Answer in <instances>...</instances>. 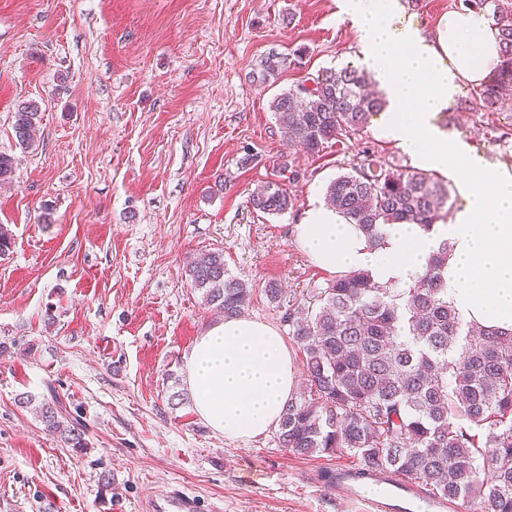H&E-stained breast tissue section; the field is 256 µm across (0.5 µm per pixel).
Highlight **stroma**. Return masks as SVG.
I'll return each instance as SVG.
<instances>
[{
  "label": "stroma",
  "mask_w": 512,
  "mask_h": 512,
  "mask_svg": "<svg viewBox=\"0 0 512 512\" xmlns=\"http://www.w3.org/2000/svg\"><path fill=\"white\" fill-rule=\"evenodd\" d=\"M340 0H0V512H141L149 493L181 490L201 512H361L324 468L350 456H297L274 432L235 439L196 413L184 355L220 318L185 276L220 249L252 283L250 317L280 335L289 300L329 273L298 248L309 209L374 148L410 167L394 142L364 130L344 150L289 147L276 94L328 68L361 67ZM271 53L273 82L252 75ZM453 112L471 151L512 167V92L501 110ZM43 104L34 145L12 116ZM266 181L295 200L275 217L249 198ZM277 282L282 300L264 288ZM58 393L85 427L80 455L47 434L39 406ZM32 398L17 402L19 394Z\"/></svg>",
  "instance_id": "stroma-1"
}]
</instances>
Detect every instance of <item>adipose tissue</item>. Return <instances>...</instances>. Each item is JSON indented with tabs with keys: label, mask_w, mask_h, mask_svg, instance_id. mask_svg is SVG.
I'll list each match as a JSON object with an SVG mask.
<instances>
[{
	"label": "adipose tissue",
	"mask_w": 512,
	"mask_h": 512,
	"mask_svg": "<svg viewBox=\"0 0 512 512\" xmlns=\"http://www.w3.org/2000/svg\"><path fill=\"white\" fill-rule=\"evenodd\" d=\"M342 13L387 101L378 136L395 141L416 167L456 177L463 202L445 224L386 225L375 248L358 225L319 207L297 227L299 248L327 273L363 271L379 285L406 286L448 244L449 303L465 322L512 332V169L471 153L436 123L456 109L463 88L481 85L499 62L497 28L462 9L426 35L400 0H343ZM183 375L205 423L224 436L252 439L278 424L298 368L273 327L240 315L198 336Z\"/></svg>",
	"instance_id": "obj_1"
}]
</instances>
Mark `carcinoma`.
<instances>
[{"instance_id": "obj_1", "label": "carcinoma", "mask_w": 512, "mask_h": 512, "mask_svg": "<svg viewBox=\"0 0 512 512\" xmlns=\"http://www.w3.org/2000/svg\"><path fill=\"white\" fill-rule=\"evenodd\" d=\"M493 20L503 44L492 81L478 94L488 112L503 107L502 85L512 83V7L500 0H464ZM284 65L262 59L256 81L269 82ZM366 69L319 73L309 86L271 102L281 134L315 156L360 133L386 100L368 91ZM42 112L20 102L13 115L16 145L28 149ZM338 175L327 202L370 242L384 227L431 226L448 218V185L427 172L386 168L375 152ZM254 211L279 216L294 206L286 184L268 181L249 200ZM448 243L419 280L381 286L369 273L337 277L288 306L284 322L303 352L307 395L290 398L276 432L279 447L301 456L357 458V477L417 484L448 505L470 512H512V333L463 323L448 303L442 270ZM191 287L219 316L242 315L253 285L229 273L224 252L208 251L186 265ZM45 430L75 453L88 449L84 431L57 396L39 407Z\"/></svg>"}]
</instances>
